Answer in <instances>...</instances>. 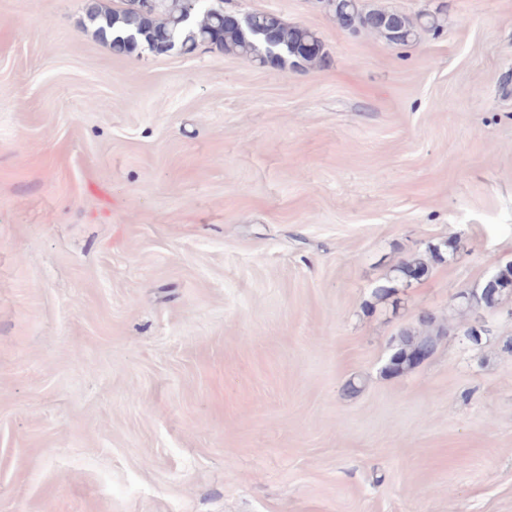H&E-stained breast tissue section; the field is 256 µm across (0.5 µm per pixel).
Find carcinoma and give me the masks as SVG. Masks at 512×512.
<instances>
[{"label": "carcinoma", "mask_w": 512, "mask_h": 512, "mask_svg": "<svg viewBox=\"0 0 512 512\" xmlns=\"http://www.w3.org/2000/svg\"><path fill=\"white\" fill-rule=\"evenodd\" d=\"M329 12L338 22L346 15L355 16L362 30L382 34L392 44L405 45L412 41L417 27L436 30L438 17L430 12L419 15L418 23L395 11L365 8L360 0H327ZM85 20L95 36L117 55H129L138 49L152 50V44L162 39L184 54H189L204 42L232 51L241 58L258 64L283 68L297 64L304 67L324 57L323 44L315 32L303 27H289L267 12H252L246 22L235 23L224 18V9L216 0H154L145 9L140 0H128L120 9L106 10L98 0H86ZM428 271V265L413 259L393 269L387 284L374 289L373 294L384 297L397 283ZM512 294V263L505 265L491 279L457 295L458 304L466 309H490L497 306L501 296ZM417 328L406 329L396 337L387 369L401 372L417 364L416 353L432 356L438 348L445 328L434 315L424 314Z\"/></svg>", "instance_id": "1"}]
</instances>
